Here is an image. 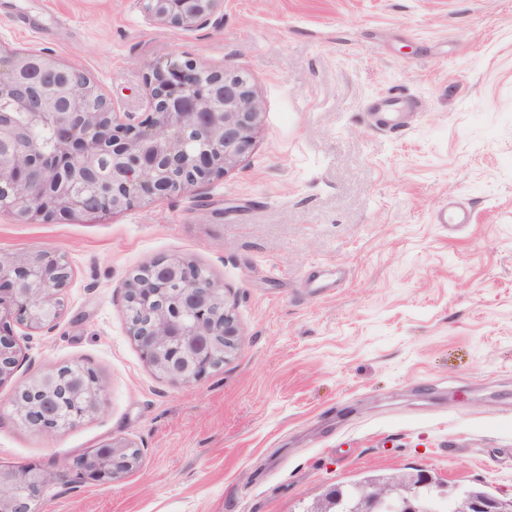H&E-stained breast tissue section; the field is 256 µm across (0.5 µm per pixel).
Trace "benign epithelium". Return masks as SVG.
<instances>
[{
  "instance_id": "obj_1",
  "label": "benign epithelium",
  "mask_w": 512,
  "mask_h": 512,
  "mask_svg": "<svg viewBox=\"0 0 512 512\" xmlns=\"http://www.w3.org/2000/svg\"><path fill=\"white\" fill-rule=\"evenodd\" d=\"M138 2L151 18L184 30L224 15V0ZM147 80L153 109L137 121L131 112L112 111L59 55L0 48V214L38 223L128 209L188 193L251 149L263 104L243 75L174 61L152 67ZM38 126L54 131L53 151L30 141ZM72 276L68 261L46 249L0 255V380L20 355L6 324L38 331L55 322ZM123 288L143 358L174 382L199 379L239 343L222 289L188 259L150 262ZM104 401L93 372L75 366L43 373L15 394L12 406L30 428L54 434ZM139 459L133 445L113 440L79 457L72 471L83 482L108 485L134 472ZM45 483L37 466L0 467V512H38ZM387 497L416 509L412 490L399 482L382 493L370 486L359 510L372 512ZM455 510L512 512V498L463 497Z\"/></svg>"
}]
</instances>
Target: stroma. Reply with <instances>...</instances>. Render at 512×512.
I'll return each mask as SVG.
<instances>
[{
	"instance_id": "35a3bbf8",
	"label": "stroma",
	"mask_w": 512,
	"mask_h": 512,
	"mask_svg": "<svg viewBox=\"0 0 512 512\" xmlns=\"http://www.w3.org/2000/svg\"><path fill=\"white\" fill-rule=\"evenodd\" d=\"M0 47L61 55L115 111L152 110L150 65L244 75L249 152L187 194L27 224L73 279L55 326L11 324L0 466H40L39 512H301L369 472L512 496V0H224L181 30L137 0H0ZM393 99L405 117L379 127ZM471 213L451 231L449 201ZM181 256L222 288L241 340L188 385L143 358L124 282ZM92 370L105 404L46 435L11 400L43 371ZM124 440L135 472L73 482Z\"/></svg>"
}]
</instances>
